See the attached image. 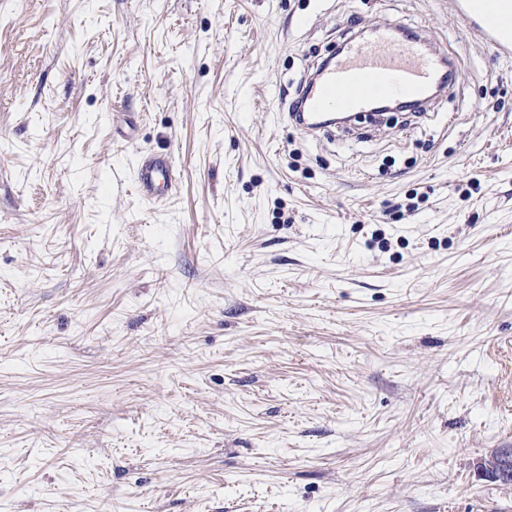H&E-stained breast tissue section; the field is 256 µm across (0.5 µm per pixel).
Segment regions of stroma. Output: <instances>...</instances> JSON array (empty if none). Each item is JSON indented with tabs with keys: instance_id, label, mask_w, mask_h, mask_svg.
Instances as JSON below:
<instances>
[{
	"instance_id": "stroma-1",
	"label": "stroma",
	"mask_w": 512,
	"mask_h": 512,
	"mask_svg": "<svg viewBox=\"0 0 512 512\" xmlns=\"http://www.w3.org/2000/svg\"><path fill=\"white\" fill-rule=\"evenodd\" d=\"M387 23L447 96L287 120ZM499 448L512 58L451 0H0V512H512ZM163 180L164 192L173 193L177 180L171 160L167 155L145 153L140 156L136 169V181L141 194L148 200H153L161 191L159 183ZM484 474L503 486L512 485V448H499L482 464Z\"/></svg>"
}]
</instances>
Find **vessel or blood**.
Wrapping results in <instances>:
<instances>
[{
  "label": "vessel or blood",
  "instance_id": "obj_1",
  "mask_svg": "<svg viewBox=\"0 0 512 512\" xmlns=\"http://www.w3.org/2000/svg\"><path fill=\"white\" fill-rule=\"evenodd\" d=\"M453 15L476 32L496 53L512 54V20L488 22L473 0H453ZM448 61L422 35L389 23L371 29L368 36L344 41L335 57L317 67L300 85L301 111L289 113L290 122L306 132L321 130L318 113L335 110L357 114L379 100L405 101L421 107L451 88ZM136 181L146 199L159 191L174 192L175 170L168 156L142 154Z\"/></svg>",
  "mask_w": 512,
  "mask_h": 512
}]
</instances>
